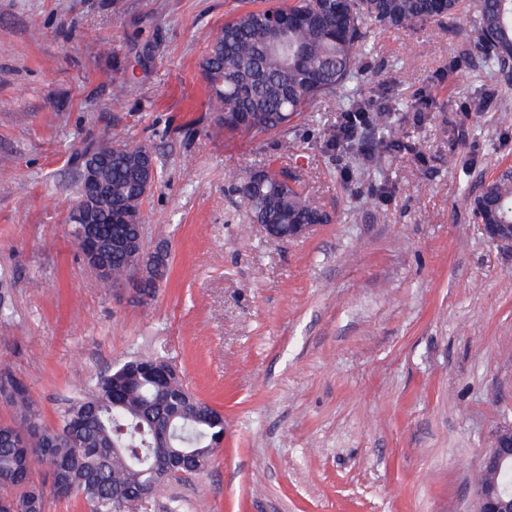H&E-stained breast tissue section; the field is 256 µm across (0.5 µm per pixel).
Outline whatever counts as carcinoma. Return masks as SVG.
Wrapping results in <instances>:
<instances>
[{
    "mask_svg": "<svg viewBox=\"0 0 512 512\" xmlns=\"http://www.w3.org/2000/svg\"><path fill=\"white\" fill-rule=\"evenodd\" d=\"M468 41L484 66L512 63V0H473ZM298 18L276 32L267 13ZM463 18L461 0H265L224 23L200 63L209 90L208 107L224 131L249 137L273 135L286 152L293 119L321 99L355 98L372 72L363 66L377 33L427 19ZM389 112L357 109L344 114L331 146L349 153L360 175H384L381 155L394 145ZM112 156L100 179L101 218L95 246L107 272L97 278L113 290L129 282V267L141 261L152 292L165 258L146 250L141 236L145 200L138 165L151 151L126 145ZM230 191L248 208L252 222L268 224L283 239L296 224H330L333 215L316 205L281 173L263 165L234 180ZM480 196L493 202L498 223L512 224V182L484 184ZM0 401L11 415L0 420V512H45L48 498L80 500L88 512H135L140 487L158 488L194 470L164 464L159 436L204 463L224 441V415L194 395L174 366L155 354H140L107 369L77 393L59 422L41 421L27 384L0 380ZM45 463L55 472L50 486L33 479Z\"/></svg>",
    "mask_w": 512,
    "mask_h": 512,
    "instance_id": "obj_1",
    "label": "carcinoma"
}]
</instances>
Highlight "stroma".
Returning <instances> with one entry per match:
<instances>
[{
    "label": "stroma",
    "instance_id": "1",
    "mask_svg": "<svg viewBox=\"0 0 512 512\" xmlns=\"http://www.w3.org/2000/svg\"><path fill=\"white\" fill-rule=\"evenodd\" d=\"M249 6L0 0V374L52 424L97 373L169 357L223 411L224 442L147 512H474L512 424V245L470 198L512 170V76L448 21L380 32L361 99L392 108L400 147L379 197L325 149L348 100L295 120L286 152L210 121L199 64ZM115 132L157 163L146 245L168 270L149 300L104 293L70 234L77 155ZM265 164L334 223L268 238L228 191Z\"/></svg>",
    "mask_w": 512,
    "mask_h": 512
}]
</instances>
